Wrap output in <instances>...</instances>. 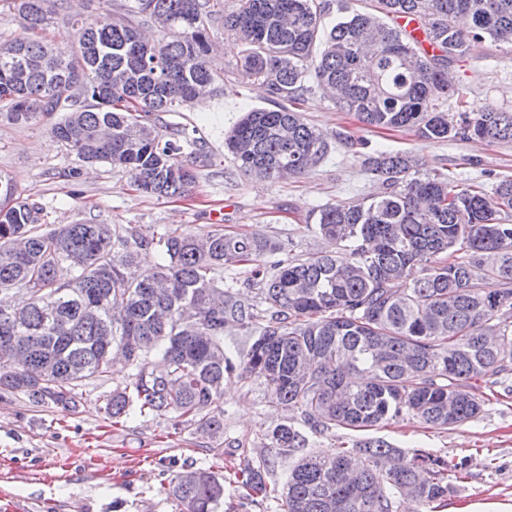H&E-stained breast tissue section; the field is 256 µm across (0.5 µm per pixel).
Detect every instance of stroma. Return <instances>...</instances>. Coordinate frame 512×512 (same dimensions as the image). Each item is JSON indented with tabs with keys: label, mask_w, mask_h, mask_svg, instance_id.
Segmentation results:
<instances>
[{
	"label": "stroma",
	"mask_w": 512,
	"mask_h": 512,
	"mask_svg": "<svg viewBox=\"0 0 512 512\" xmlns=\"http://www.w3.org/2000/svg\"><path fill=\"white\" fill-rule=\"evenodd\" d=\"M208 64L226 81L209 98L207 111L189 102L176 112L158 113V126L196 130L207 143L213 166L199 169L189 192L157 198L134 191L130 176L106 164L93 166L57 143L47 123L0 122V172L37 199L51 224H122L141 234L172 228L184 236L215 229L257 233L279 249L269 263L326 250L314 231L313 211L375 194L379 184L362 170L349 149L332 143L309 173L275 182L249 179L224 149V135L243 112L268 108V89L237 76L239 47L224 34H212ZM460 87L478 106L512 110V45L483 41L456 65ZM307 121L334 133L345 127L379 147L414 152L425 172L447 169L459 182L492 188L512 175V143L425 142L413 132L370 131L341 112L322 93L302 107ZM130 366L114 364L97 388L83 394L77 410L35 408L25 399H0V512H180L164 487L186 465L224 479L221 512H282L280 500L246 487L249 467L266 455V437L285 418L267 401L263 384L231 377L224 381V441L215 443L192 429H175L173 416H132L111 423L102 393L125 385ZM378 436L406 449L422 448L463 463L453 491L435 512H457L472 503H512V377L497 384L483 412L447 430L427 429L413 420L389 424Z\"/></svg>",
	"instance_id": "1"
}]
</instances>
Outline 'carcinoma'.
<instances>
[{"mask_svg": "<svg viewBox=\"0 0 512 512\" xmlns=\"http://www.w3.org/2000/svg\"><path fill=\"white\" fill-rule=\"evenodd\" d=\"M354 2H337L327 30L326 0H124L112 25L79 29L61 48L43 37L58 0H12L23 34L0 39V121L63 112L53 137L80 161L127 170L142 193L180 197L210 154L151 117L216 91L207 58L220 25L237 36V75L274 99L225 138L240 172L258 181L305 175L334 138L381 190L316 212L317 232L350 258L301 254L270 268L265 257L279 247L256 233L46 230L43 206L0 173V308L10 309L0 314V397L76 409L80 389L107 377L116 351L133 373L103 396L113 423L173 413L175 427L215 442L224 440L220 403L233 374L261 381L269 403L301 410L314 434L400 420L445 429L482 412L483 385L512 373V177L488 192L423 174L413 153L328 135L299 105L321 88L370 128L512 143V111L475 106L453 71L475 43L512 44V0H375L372 12ZM146 22L161 40L140 44ZM155 244L167 262L136 271L139 251ZM240 266L245 287L224 288V270ZM230 324L250 338L236 361L224 351ZM268 440L280 454L308 445L292 421ZM461 470L422 449L359 439L300 456L282 512H393L402 496L424 512L447 500L448 473ZM166 492L182 512H218L224 480L189 465Z\"/></svg>", "mask_w": 512, "mask_h": 512, "instance_id": "carcinoma-1", "label": "carcinoma"}]
</instances>
